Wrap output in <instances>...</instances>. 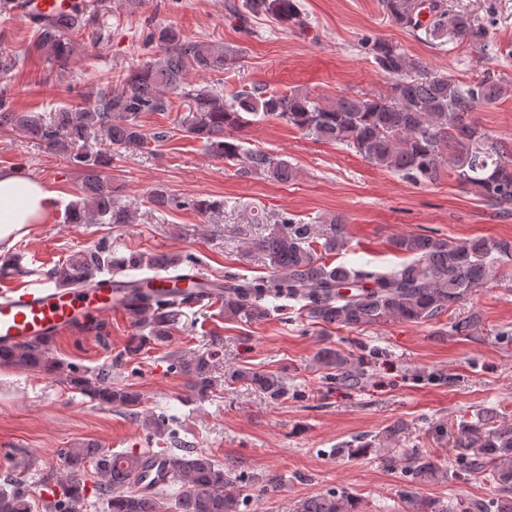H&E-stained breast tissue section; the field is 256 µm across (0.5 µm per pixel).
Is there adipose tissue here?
<instances>
[{
    "instance_id": "ef3b65f1",
    "label": "adipose tissue",
    "mask_w": 512,
    "mask_h": 512,
    "mask_svg": "<svg viewBox=\"0 0 512 512\" xmlns=\"http://www.w3.org/2000/svg\"><path fill=\"white\" fill-rule=\"evenodd\" d=\"M57 195L17 169L0 168V248L9 247L28 225L41 223L54 209Z\"/></svg>"
}]
</instances>
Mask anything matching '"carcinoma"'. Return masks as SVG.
Masks as SVG:
<instances>
[{"instance_id":"1","label":"carcinoma","mask_w":512,"mask_h":512,"mask_svg":"<svg viewBox=\"0 0 512 512\" xmlns=\"http://www.w3.org/2000/svg\"><path fill=\"white\" fill-rule=\"evenodd\" d=\"M394 22L406 30L424 25L423 11L433 18L429 34L441 40L453 37L485 49L488 30L470 14L438 12V0H382ZM88 2L74 5L71 13L37 26L35 48L63 67L74 55L68 35L86 22ZM248 10L268 14L292 26L304 24L299 0H246ZM150 40L160 54L133 67L110 92L89 93L83 106L60 108L47 117L37 112H17L0 104V127L28 131L47 148L66 151L84 169L83 197L67 209L69 224H133L135 211L115 194L112 183L99 172L115 151L134 152L144 147L148 135L141 124L145 112H164L175 95L188 102L184 118L188 135L203 140L217 159L238 166L244 176L288 182L295 170L288 161L243 147L235 132L255 122L280 120L319 138L346 143L372 165L391 171L415 184H433L441 176L444 159L467 160L457 169L459 182L503 216L512 215V148L499 145L491 153L478 150L485 133L473 118L478 107L489 105L512 90V81L485 78L460 84L446 74L426 70L423 62L407 56L389 42H364L379 69L391 79L387 90L341 96L323 103L306 93L267 91L264 87L224 93L218 87L192 86L187 75L228 70L238 52L229 47L184 38L171 27H156ZM101 134L106 149L93 159L80 151L92 134ZM170 207L191 205L209 213L224 202L208 199L180 200L159 197ZM349 242L348 222L342 215L329 220L319 232L314 224H300L290 217L258 235L253 246L270 260L276 275L269 279L225 276L224 318L245 324L267 317L268 298L302 303L306 317L316 324L356 329L390 321L425 323L439 318L466 301L499 271L512 266V240L488 236L451 241L432 234H402L391 246L405 261L387 271L366 264L357 268L332 265L324 256L334 255ZM194 266L193 258L162 257L132 252L120 255L104 242L78 252L55 266L50 276L65 286L102 273L125 276L132 270L179 269ZM145 280L131 278L125 288L139 305L130 313L137 335L123 355L138 354L148 344L167 341L179 322L183 306L149 304L153 294ZM477 318L454 319L440 333L470 336ZM318 363L331 378L358 385L362 372L351 368L340 351L324 348ZM0 366L56 374L102 405L117 406L137 414L140 395L127 388L99 383L80 367L51 356L48 343L36 339L19 348L0 347ZM172 366L190 377L200 396L214 388L211 356L172 359ZM228 379L249 385L272 402L288 395L286 378L254 368H233ZM437 436L453 439L457 456L440 465L419 449H389L386 461L400 470L408 486L401 491L407 512H451L448 505L416 495L415 486L446 482L463 473L482 474L496 485L497 494L474 498L461 512H512V425L500 424L491 410L452 427L433 426ZM150 452L109 453L90 444L63 448L64 469L49 486L51 500L41 502L43 512H84L89 491L106 505L107 512H163L168 489L142 485ZM168 461L171 484L182 483L173 493L170 512H244L240 476L217 464L208 454L187 450ZM93 465L97 480L87 485L85 464ZM26 487L8 478L0 484V512H32ZM296 512H359L356 498L343 488L328 489L302 500Z\"/></svg>"}]
</instances>
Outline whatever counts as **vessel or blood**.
<instances>
[{"label":"vessel or blood","mask_w":512,"mask_h":512,"mask_svg":"<svg viewBox=\"0 0 512 512\" xmlns=\"http://www.w3.org/2000/svg\"><path fill=\"white\" fill-rule=\"evenodd\" d=\"M75 0H21L19 15L28 25L52 21L72 11ZM112 279L101 278L67 288L0 280V346L20 347L37 337L76 330L93 317L103 321L130 306L118 302Z\"/></svg>","instance_id":"obj_1"}]
</instances>
